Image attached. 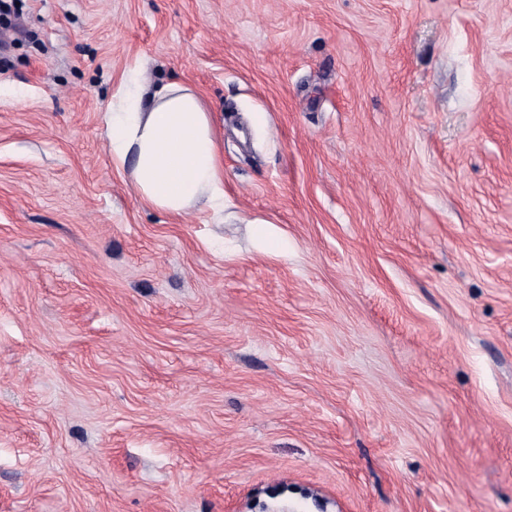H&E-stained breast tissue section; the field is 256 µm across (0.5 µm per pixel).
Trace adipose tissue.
I'll return each instance as SVG.
<instances>
[{
	"label": "adipose tissue",
	"instance_id": "adipose-tissue-1",
	"mask_svg": "<svg viewBox=\"0 0 512 512\" xmlns=\"http://www.w3.org/2000/svg\"><path fill=\"white\" fill-rule=\"evenodd\" d=\"M104 122L113 164L146 206L171 217L224 213V160L212 112L192 87L172 82L147 91L128 71Z\"/></svg>",
	"mask_w": 512,
	"mask_h": 512
}]
</instances>
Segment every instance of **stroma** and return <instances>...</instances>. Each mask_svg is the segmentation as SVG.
<instances>
[{
  "instance_id": "stroma-1",
  "label": "stroma",
  "mask_w": 512,
  "mask_h": 512,
  "mask_svg": "<svg viewBox=\"0 0 512 512\" xmlns=\"http://www.w3.org/2000/svg\"><path fill=\"white\" fill-rule=\"evenodd\" d=\"M0 512H512V0H19ZM224 219L143 205L134 64ZM104 122L112 163L146 206L170 217L210 211L224 219V160L213 112L192 87L148 93L133 68L112 95Z\"/></svg>"
}]
</instances>
